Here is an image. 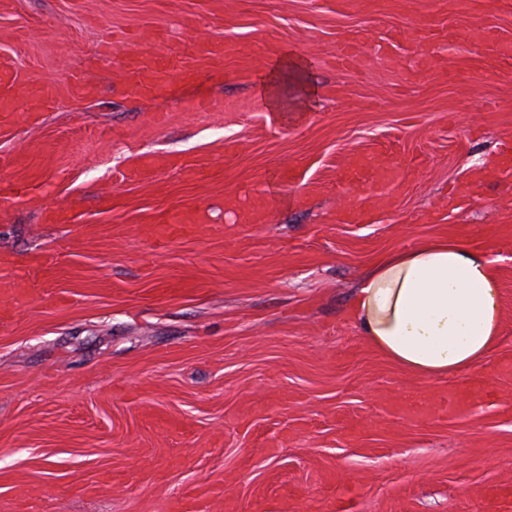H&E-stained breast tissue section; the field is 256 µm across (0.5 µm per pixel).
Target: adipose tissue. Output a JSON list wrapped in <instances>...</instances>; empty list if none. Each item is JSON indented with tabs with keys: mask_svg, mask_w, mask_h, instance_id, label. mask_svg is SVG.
Returning <instances> with one entry per match:
<instances>
[{
	"mask_svg": "<svg viewBox=\"0 0 512 512\" xmlns=\"http://www.w3.org/2000/svg\"><path fill=\"white\" fill-rule=\"evenodd\" d=\"M495 258L454 236H435L376 261L348 319L404 372L437 381L483 364L501 343Z\"/></svg>",
	"mask_w": 512,
	"mask_h": 512,
	"instance_id": "1",
	"label": "adipose tissue"
}]
</instances>
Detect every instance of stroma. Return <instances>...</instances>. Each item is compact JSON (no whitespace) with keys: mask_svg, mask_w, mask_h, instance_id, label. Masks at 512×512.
Masks as SVG:
<instances>
[{"mask_svg":"<svg viewBox=\"0 0 512 512\" xmlns=\"http://www.w3.org/2000/svg\"><path fill=\"white\" fill-rule=\"evenodd\" d=\"M484 22L481 0H0V157L24 161L0 179L37 187L0 200V512H337L343 491L483 512L512 483V55L473 53ZM426 24L457 36L420 47ZM144 29L160 57L224 42L222 71L127 98ZM279 53L305 69L273 112L255 83ZM178 208L204 223L169 234ZM438 235L497 258L503 342L430 381L345 310L379 257Z\"/></svg>","mask_w":512,"mask_h":512,"instance_id":"stroma-1","label":"stroma"}]
</instances>
